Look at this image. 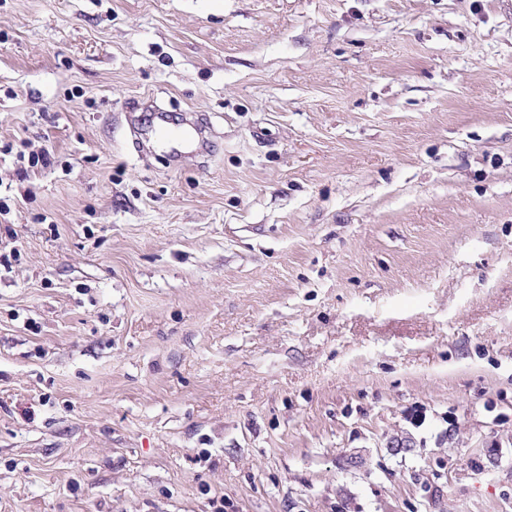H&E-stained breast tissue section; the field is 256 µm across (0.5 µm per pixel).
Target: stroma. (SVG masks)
<instances>
[{"label": "stroma", "mask_w": 512, "mask_h": 512, "mask_svg": "<svg viewBox=\"0 0 512 512\" xmlns=\"http://www.w3.org/2000/svg\"><path fill=\"white\" fill-rule=\"evenodd\" d=\"M0 196V512H512V0H0Z\"/></svg>", "instance_id": "35a3bbf8"}]
</instances>
